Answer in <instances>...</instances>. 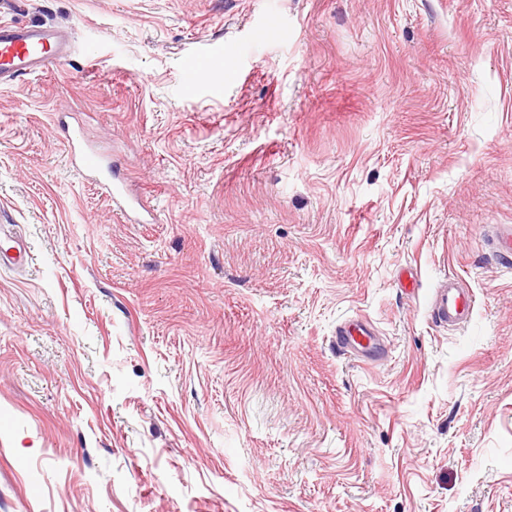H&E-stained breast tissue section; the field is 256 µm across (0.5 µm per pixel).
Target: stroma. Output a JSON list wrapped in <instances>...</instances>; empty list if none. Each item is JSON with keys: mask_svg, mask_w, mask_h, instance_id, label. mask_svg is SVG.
Masks as SVG:
<instances>
[{"mask_svg": "<svg viewBox=\"0 0 512 512\" xmlns=\"http://www.w3.org/2000/svg\"><path fill=\"white\" fill-rule=\"evenodd\" d=\"M0 512H512V0H0ZM275 22L276 37L254 31ZM153 207L129 224L59 121ZM455 278L470 321L434 323ZM369 320L378 362L345 355ZM70 50V40L60 29L0 21V86H10L51 60L65 58ZM30 259L29 248L21 240H10V246L5 248L0 245V267L1 266H12L20 267L24 266ZM336 346L361 357H373L381 353L382 342L373 326L363 319H354L336 328Z\"/></svg>", "mask_w": 512, "mask_h": 512, "instance_id": "stroma-1", "label": "stroma"}]
</instances>
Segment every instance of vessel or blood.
I'll return each mask as SVG.
<instances>
[{"label":"vessel or blood","mask_w":512,"mask_h":512,"mask_svg":"<svg viewBox=\"0 0 512 512\" xmlns=\"http://www.w3.org/2000/svg\"><path fill=\"white\" fill-rule=\"evenodd\" d=\"M70 50V40L62 30L0 21V86L12 85L20 77L45 68L50 61L65 58ZM63 135L76 168L82 173L97 175L117 208L136 210L137 198L129 193L124 182L113 176L110 163L91 145L83 128L64 129ZM29 257V249L23 241L14 239L9 246H0V267L23 266ZM429 309L435 323L454 328L471 316L473 296L468 288L446 282L435 288ZM336 345L366 358L376 356L383 349L373 326L363 319L340 324L336 329Z\"/></svg>","instance_id":"1"}]
</instances>
